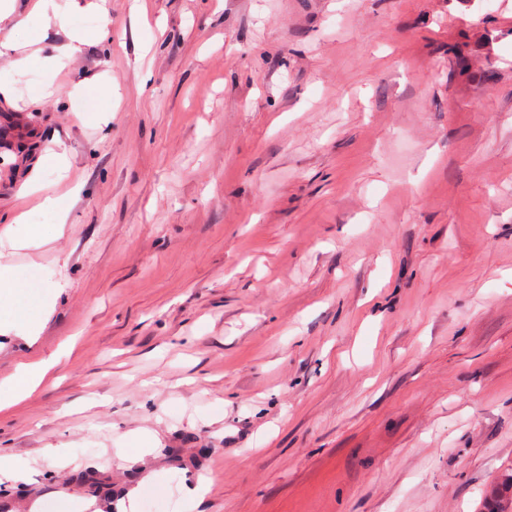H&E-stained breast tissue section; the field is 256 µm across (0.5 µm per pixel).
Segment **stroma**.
<instances>
[{
	"label": "stroma",
	"instance_id": "obj_1",
	"mask_svg": "<svg viewBox=\"0 0 512 512\" xmlns=\"http://www.w3.org/2000/svg\"><path fill=\"white\" fill-rule=\"evenodd\" d=\"M35 2L0 0V397L51 370L0 410V512H475L512 465V0H109L51 76L99 18ZM92 9L101 18V25L90 37L81 35L78 31L71 37L72 43L59 54L51 53L44 58V62L49 69H54L62 64L63 59L74 55L80 51V46L92 42H102L109 39L110 35V12L108 0H93L80 5L73 2L70 11L61 13L56 0H38L34 9L30 13V20L33 24L41 29L48 27L49 21L52 19L58 21L61 25H68L72 16L76 13ZM46 372L47 369L40 364L23 365L18 370L17 376L8 379L6 384L15 397H23L34 390L43 380Z\"/></svg>",
	"mask_w": 512,
	"mask_h": 512
}]
</instances>
